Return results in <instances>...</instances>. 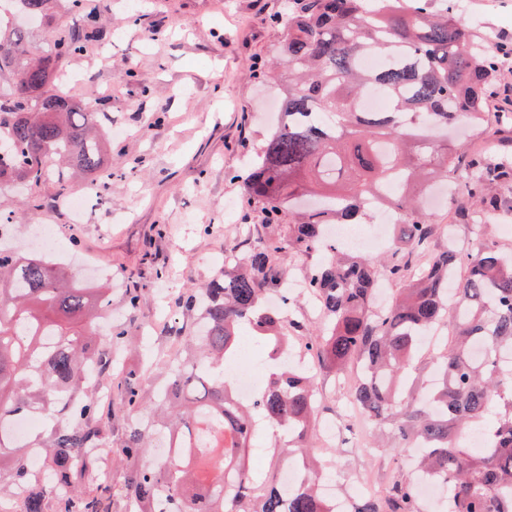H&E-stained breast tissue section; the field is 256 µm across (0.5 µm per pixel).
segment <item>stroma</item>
I'll return each mask as SVG.
<instances>
[{
    "instance_id": "obj_1",
    "label": "stroma",
    "mask_w": 512,
    "mask_h": 512,
    "mask_svg": "<svg viewBox=\"0 0 512 512\" xmlns=\"http://www.w3.org/2000/svg\"><path fill=\"white\" fill-rule=\"evenodd\" d=\"M108 8L109 53L93 44L71 60L79 78L67 89L78 99L97 91L104 127L117 130L106 158L112 192L91 202L80 221L52 209L61 198L54 183L12 196L8 205L20 216L12 244L34 251V229L55 228L64 267L112 291L101 350L124 329L154 354L192 328L186 288L211 280L225 248L244 238L246 225L262 224L243 178L271 126L280 82L257 81L252 72L281 42L278 20L288 0H110ZM463 18L483 39L512 43V0H466ZM132 287L144 297L133 316L126 305ZM311 373L321 421L335 420L343 376L319 364ZM356 438L345 427L335 450L312 443L337 494H351L362 473L380 490L411 477V466L389 449L361 452Z\"/></svg>"
}]
</instances>
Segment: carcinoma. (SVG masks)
I'll return each mask as SVG.
<instances>
[{
    "label": "carcinoma",
    "instance_id": "carcinoma-1",
    "mask_svg": "<svg viewBox=\"0 0 512 512\" xmlns=\"http://www.w3.org/2000/svg\"><path fill=\"white\" fill-rule=\"evenodd\" d=\"M68 6L84 26L53 27L55 0H0V128L9 132L0 138L1 192L48 179L65 188L104 165L97 113L67 95L57 75L104 37L105 11L99 0ZM457 8V0H291L273 65L285 82L283 116L244 178L248 202L262 204L266 225L295 218L287 245L251 239L241 253L226 251L223 273L185 300L201 316L200 335L180 337L165 358L110 373L108 355L95 349L99 326L87 313L93 285L40 254L0 248V502L24 488L19 512H112V479L97 476L92 453L101 448L124 470L127 512H163L162 497L172 503L168 512H283L278 474L255 476L243 456L262 420L274 432L273 458L307 459L318 431L313 377L282 367L253 400L239 401L224 366L248 324L278 358L297 352L340 373L356 368L352 398L398 434L394 456L426 444L413 461L448 487L446 512H512V367L498 361L512 355V254L481 233L470 253L451 235L432 249L440 225L422 205L429 189L455 179L462 209L497 211L504 202L493 188L512 184V111L485 108L499 59L512 46L477 38ZM25 15L50 34L36 58L26 28L16 24ZM371 92L388 102L384 111L365 110ZM463 120L479 145L438 140ZM374 200L403 216L381 268L326 233L330 224L370 220ZM285 247L330 253L304 291L321 297L325 322L297 345L290 336L302 323L268 306L272 294L296 301L281 288L277 259ZM383 274L404 288L376 311ZM444 321L455 339L432 356L442 383L426 393V409L404 396L401 381L417 370L421 336ZM93 368L112 374L120 392L117 446L89 383ZM146 372L161 377L147 391ZM147 406L162 415L140 417ZM34 410L50 430L24 443L4 438L11 420ZM469 427L484 431L489 444L463 445ZM157 434L167 456L143 465ZM30 448L42 449L38 476L26 464ZM306 474L288 512H329L318 473ZM351 512H421L415 482L359 496Z\"/></svg>",
    "mask_w": 512,
    "mask_h": 512
}]
</instances>
